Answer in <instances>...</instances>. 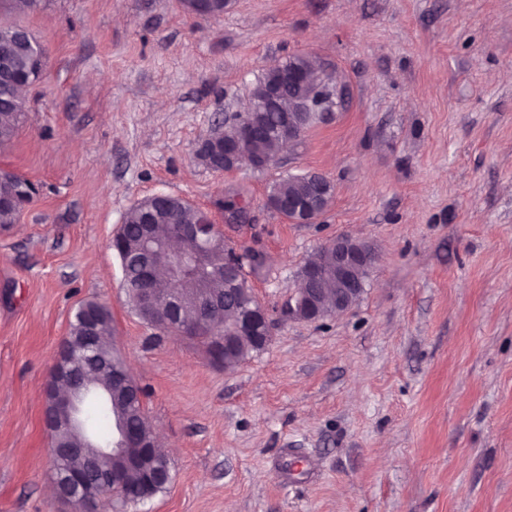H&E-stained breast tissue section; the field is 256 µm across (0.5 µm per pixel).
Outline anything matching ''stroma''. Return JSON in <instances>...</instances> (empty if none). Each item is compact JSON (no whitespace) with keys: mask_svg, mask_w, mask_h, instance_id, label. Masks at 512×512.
Listing matches in <instances>:
<instances>
[{"mask_svg":"<svg viewBox=\"0 0 512 512\" xmlns=\"http://www.w3.org/2000/svg\"><path fill=\"white\" fill-rule=\"evenodd\" d=\"M1 23L46 61L0 147L38 189L0 229V512H79L52 493L42 389L87 300L169 447L173 481L139 512H512V0H227L209 19L36 0ZM295 54L345 102L264 170L207 168L201 142ZM306 172L335 194L297 224L267 195ZM159 193L263 257L245 274L272 339L234 368L127 301L110 242ZM344 236L379 255L358 302L288 317L305 259Z\"/></svg>","mask_w":512,"mask_h":512,"instance_id":"1","label":"stroma"}]
</instances>
